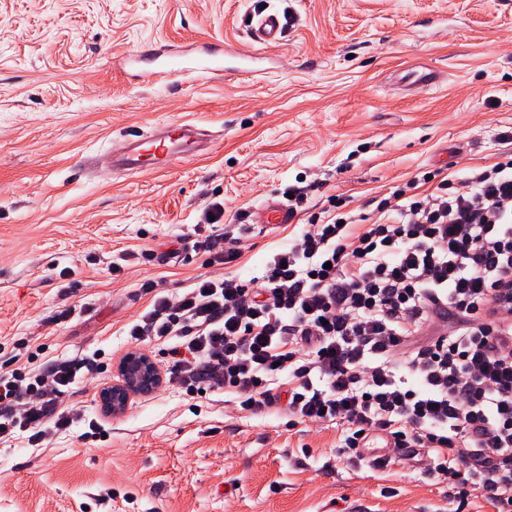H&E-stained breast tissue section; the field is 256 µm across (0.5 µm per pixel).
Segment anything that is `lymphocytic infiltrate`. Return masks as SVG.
Listing matches in <instances>:
<instances>
[{
    "label": "lymphocytic infiltrate",
    "instance_id": "f902f5d3",
    "mask_svg": "<svg viewBox=\"0 0 512 512\" xmlns=\"http://www.w3.org/2000/svg\"><path fill=\"white\" fill-rule=\"evenodd\" d=\"M406 183L376 220L312 217L266 263L263 284L204 275L160 295L132 342L174 339L172 380L189 393L230 390L259 415L287 386V410L342 428L339 456L375 435L424 449L429 474L512 512V159L472 170L464 187ZM80 365L0 377V440L38 442L79 411L59 399Z\"/></svg>",
    "mask_w": 512,
    "mask_h": 512
}]
</instances>
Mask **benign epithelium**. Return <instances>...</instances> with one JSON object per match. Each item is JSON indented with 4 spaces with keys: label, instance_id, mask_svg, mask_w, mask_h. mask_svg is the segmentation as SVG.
<instances>
[{
    "label": "benign epithelium",
    "instance_id": "1",
    "mask_svg": "<svg viewBox=\"0 0 512 512\" xmlns=\"http://www.w3.org/2000/svg\"><path fill=\"white\" fill-rule=\"evenodd\" d=\"M119 383L99 393L101 405L114 414L125 412L135 395L160 383V372L150 356L132 352L120 364Z\"/></svg>",
    "mask_w": 512,
    "mask_h": 512
}]
</instances>
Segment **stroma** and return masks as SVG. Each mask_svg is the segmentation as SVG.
<instances>
[{"label": "stroma", "mask_w": 512, "mask_h": 512, "mask_svg": "<svg viewBox=\"0 0 512 512\" xmlns=\"http://www.w3.org/2000/svg\"><path fill=\"white\" fill-rule=\"evenodd\" d=\"M266 9L285 24L272 76L143 77L158 52L249 43ZM421 66L443 82L405 91ZM164 121L207 131L206 150L112 172L127 134ZM510 159L512 0H0V376L95 360L62 396L83 421L0 442V512H494L406 457H338L333 424L165 383L108 415L98 393L153 290L262 277L332 202L370 216L415 176ZM292 187L296 223H254ZM221 233L229 263L205 244Z\"/></svg>", "instance_id": "stroma-1"}]
</instances>
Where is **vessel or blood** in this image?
<instances>
[{
	"mask_svg": "<svg viewBox=\"0 0 512 512\" xmlns=\"http://www.w3.org/2000/svg\"><path fill=\"white\" fill-rule=\"evenodd\" d=\"M284 26L278 14H259L250 28L252 43L266 47L280 44ZM241 49L232 42L225 43L223 49L204 51L191 57L184 53L170 56L165 63L167 74L185 76L191 73L215 74L223 71L224 59L228 56H241ZM205 132L195 125L180 122L157 124L150 132L133 136L126 144V150L115 160L116 168L134 174L155 168L164 170L180 159L196 154L203 144ZM295 219L293 210L281 201L265 203L257 211V221L261 224H290Z\"/></svg>",
	"mask_w": 512,
	"mask_h": 512,
	"instance_id": "b4317fda",
	"label": "vessel or blood"
}]
</instances>
